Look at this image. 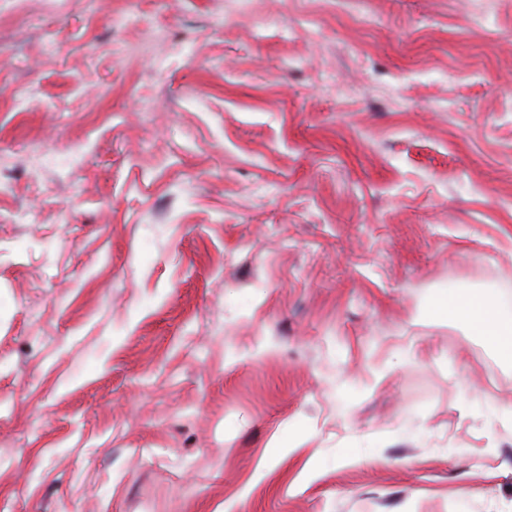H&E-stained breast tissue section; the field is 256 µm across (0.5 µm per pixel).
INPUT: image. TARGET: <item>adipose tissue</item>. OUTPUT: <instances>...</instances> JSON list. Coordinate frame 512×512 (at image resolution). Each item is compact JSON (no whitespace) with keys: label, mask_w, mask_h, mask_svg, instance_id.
I'll return each instance as SVG.
<instances>
[{"label":"adipose tissue","mask_w":512,"mask_h":512,"mask_svg":"<svg viewBox=\"0 0 512 512\" xmlns=\"http://www.w3.org/2000/svg\"><path fill=\"white\" fill-rule=\"evenodd\" d=\"M445 310L449 320L467 324L499 352L512 354V307H504L494 294L481 290L455 292L449 294Z\"/></svg>","instance_id":"adipose-tissue-1"}]
</instances>
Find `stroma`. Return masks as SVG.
<instances>
[{"label": "stroma", "instance_id": "1", "mask_svg": "<svg viewBox=\"0 0 512 512\" xmlns=\"http://www.w3.org/2000/svg\"><path fill=\"white\" fill-rule=\"evenodd\" d=\"M468 288L512 0H0V512H512Z\"/></svg>", "mask_w": 512, "mask_h": 512}]
</instances>
